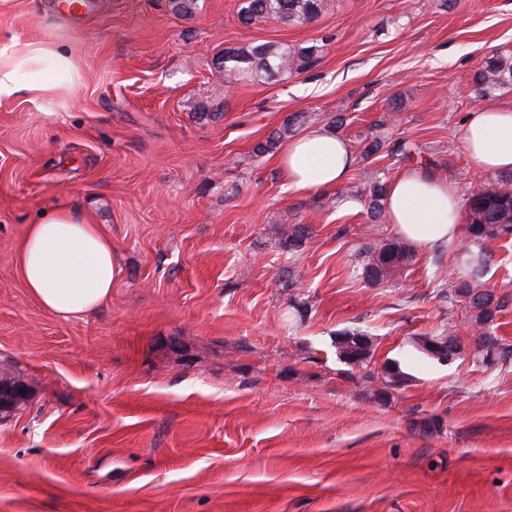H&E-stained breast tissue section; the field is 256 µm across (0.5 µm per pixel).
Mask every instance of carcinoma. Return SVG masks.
Segmentation results:
<instances>
[{
  "instance_id": "obj_1",
  "label": "carcinoma",
  "mask_w": 512,
  "mask_h": 512,
  "mask_svg": "<svg viewBox=\"0 0 512 512\" xmlns=\"http://www.w3.org/2000/svg\"><path fill=\"white\" fill-rule=\"evenodd\" d=\"M333 6L332 0H243L239 19L250 25L257 21L275 20L284 24L307 23L326 13ZM316 45L296 48L276 41L255 45L230 47L216 59L218 72L224 81L237 83L279 75L300 73L318 60ZM478 97L489 96L493 91L512 86V52L497 53L486 58L475 75ZM324 119L319 113L302 112L294 115L275 129L263 142L255 145L253 152L265 154L301 126ZM363 184L368 195L365 203L369 220L379 224L387 220L384 199L387 182L379 172L364 168ZM467 235L456 246L448 248V263L455 271L456 280L446 298L448 302H463L472 312L475 324L480 326L476 341L477 353L482 361L512 358V347L504 346L499 339L485 330L496 313L505 307V301L484 289L483 278L490 266V256L483 249L489 240L512 238V175L500 178L492 186H479L472 190L467 201ZM308 227L304 224H285L280 232L283 244L299 248L307 239ZM361 275L370 282H381L400 270L409 267L414 253L395 241H381L365 247L360 252ZM355 332H344L337 340L339 358L353 366L364 365L371 356L366 351L359 358H351Z\"/></svg>"
}]
</instances>
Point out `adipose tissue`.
Returning a JSON list of instances; mask_svg holds the SVG:
<instances>
[{
	"instance_id": "obj_1",
	"label": "adipose tissue",
	"mask_w": 512,
	"mask_h": 512,
	"mask_svg": "<svg viewBox=\"0 0 512 512\" xmlns=\"http://www.w3.org/2000/svg\"><path fill=\"white\" fill-rule=\"evenodd\" d=\"M47 66L72 74L75 64L63 50L27 43L18 59L0 61V98L20 88V65ZM471 167L480 171L512 170V104L472 113L462 132ZM356 162L348 143L314 128L289 142L281 166L290 188L327 190L341 185ZM389 220L404 241L422 248L448 244L458 234L461 204L447 182L411 169L393 181L385 200ZM16 264L39 304L59 319L86 316L105 303L120 264L112 244L91 220L58 210L29 225Z\"/></svg>"
}]
</instances>
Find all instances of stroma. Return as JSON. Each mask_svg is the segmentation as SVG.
Here are the masks:
<instances>
[{
    "label": "stroma",
    "mask_w": 512,
    "mask_h": 512,
    "mask_svg": "<svg viewBox=\"0 0 512 512\" xmlns=\"http://www.w3.org/2000/svg\"><path fill=\"white\" fill-rule=\"evenodd\" d=\"M242 0H0V51L66 49L79 78L0 100V369L29 387L0 423V512H512V361L475 355L464 303L432 249L372 283L365 166L407 165L373 139H407L460 200L473 170L461 132L474 76L512 51V0H335L307 24H242ZM321 46L316 66L225 83L224 48ZM298 112L340 115L357 157L343 184L290 188L278 153L252 152ZM90 218L121 272L109 300L64 321L25 288L28 225ZM304 224L302 247L283 224ZM488 329L512 345V244L486 242ZM454 328L445 360L418 343ZM374 344L339 360V332ZM359 332H344L340 333L338 336L340 338L337 340V351L339 354V358L344 361L346 364H350L353 366H363L370 356L371 353V347L369 350H367L365 353H363L358 359H352L351 354L353 352L352 350V344L354 343L353 337L359 336V340L363 343H365L369 338L367 336L360 335Z\"/></svg>",
    "instance_id": "obj_1"
}]
</instances>
